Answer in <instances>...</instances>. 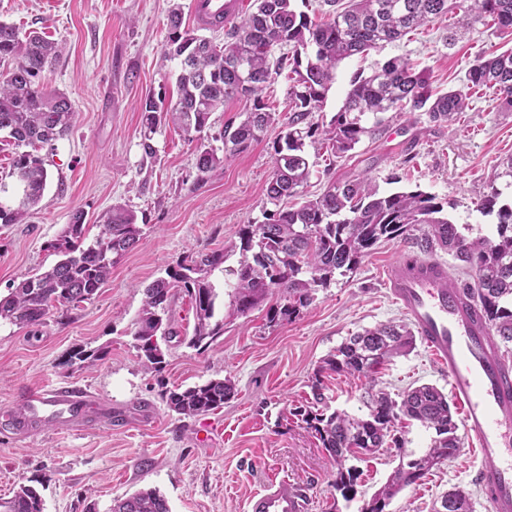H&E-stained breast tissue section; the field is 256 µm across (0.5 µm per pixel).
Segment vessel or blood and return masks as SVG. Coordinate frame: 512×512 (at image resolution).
<instances>
[{
	"mask_svg": "<svg viewBox=\"0 0 512 512\" xmlns=\"http://www.w3.org/2000/svg\"><path fill=\"white\" fill-rule=\"evenodd\" d=\"M244 0H193L203 29L224 26L242 14ZM389 296L414 326L431 359L448 374L450 391L461 408V422L482 465L476 485L490 512H512V363L503 356L482 315L465 301L445 262L401 257L384 270ZM95 395L87 388L55 386L32 392L25 427L55 420L86 425ZM302 486L273 477L247 502V512H304Z\"/></svg>",
	"mask_w": 512,
	"mask_h": 512,
	"instance_id": "b4317fda",
	"label": "vessel or blood"
}]
</instances>
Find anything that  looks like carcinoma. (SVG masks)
<instances>
[{
    "label": "carcinoma",
    "instance_id": "cac0c4a2",
    "mask_svg": "<svg viewBox=\"0 0 512 512\" xmlns=\"http://www.w3.org/2000/svg\"><path fill=\"white\" fill-rule=\"evenodd\" d=\"M469 2L465 18L489 17L512 35V0H324L328 19L317 20L299 11L294 0H254L252 10L226 32L224 42L199 35L183 26L179 4L168 13L165 55L179 60L178 96L168 105L145 98L142 114V149L151 158V144L160 116L171 113L188 140L203 139L211 114L224 104L246 99L244 119L223 134L222 152L200 144L197 168L206 173L246 150L275 120L276 109L267 96L275 78L289 69L286 132L274 145L273 169L267 198L273 208L263 220L238 231L240 260L226 282L232 312L245 316L270 297L272 322L297 317L318 288L336 274L353 272L381 240H413L423 253L439 247L461 265L459 273L473 280L466 296L486 317L491 335L505 346L512 343V205L497 209L496 234L474 239L464 235L433 194L419 189L379 193L367 179L333 181L318 197L296 207L286 201L303 196L311 175L310 155L326 149L340 158L354 150L365 135L376 132L387 112L427 114L432 122H449L462 111L467 90L497 89L502 107L512 111V48L476 57L465 75L464 88L440 92L426 72L409 59L395 56L366 75L350 81L345 103L322 125L313 120L321 111L325 93L335 78L336 65L354 55H366L393 43L411 30L448 14ZM288 52L274 55L275 48ZM58 56L57 43L43 31L22 33L14 24L0 22V132H7L18 153L8 178L0 179V224H22L41 201L48 182L39 150L68 135L75 112L68 98L40 84L39 78ZM373 118L372 126L366 125ZM85 214L76 210L70 224L48 249L62 259L43 272L20 282L10 296L0 299V320L36 326L61 308L93 299L108 281L112 268L140 242L134 214L114 206L101 216L103 231L86 243ZM224 252L191 254L166 270V277L144 289V303L134 338L145 371L161 375L166 367L158 337L170 339V319L178 291L189 297L195 326L188 345L204 350L224 335V320L216 319L218 293L210 280L223 268ZM414 331L393 322L347 337L320 365L310 385L312 401L296 408L336 461L335 487L346 499L356 494L357 469L349 459L373 455L385 447L399 457L386 484L361 512H386L390 500L404 488L421 481L432 469L454 458L461 448L455 412L448 395L422 384L396 400L370 385L368 413H327L322 374L344 373L375 380L382 365L409 352ZM233 393L228 379H211L186 388L162 387L168 408L185 418L206 415L224 406ZM418 422L435 431L430 448L421 456L408 454L396 422ZM39 491L21 485L9 499L0 500V512H43ZM112 512H170L167 500L155 489L140 490L115 500Z\"/></svg>",
    "mask_w": 512,
    "mask_h": 512
}]
</instances>
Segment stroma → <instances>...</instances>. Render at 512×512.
<instances>
[{
	"mask_svg": "<svg viewBox=\"0 0 512 512\" xmlns=\"http://www.w3.org/2000/svg\"><path fill=\"white\" fill-rule=\"evenodd\" d=\"M171 2L0 0V20L45 31L58 42L59 55L42 82L64 93L76 114L73 133L41 151L49 183L37 208L25 223L0 224V297L56 263L48 245L75 210L85 212L92 238L101 231V215L116 205L132 211L142 230L139 246L113 267L95 299L37 326L0 322V411L10 413L0 418V498L26 484L40 491L44 512H110L114 499L155 488L171 512H245L248 497L278 475L308 488V512H360L398 457L388 450L358 462L357 495L344 499L333 486L335 462L294 410L310 395L322 360L347 336L404 322L381 271L406 251L405 243H379L354 272L336 275L288 322H269L262 308L230 315L229 298L220 295L216 312L224 317V334L203 351L183 342L194 315L188 297L178 295L173 320L180 338L163 345L162 379L146 373L137 357L133 333L148 284L199 250L223 251L225 269L237 267V232L262 220L269 207L274 145L284 133L281 122H273L246 151L199 172V145L222 148L225 125L246 109L244 101H232L213 112L200 144L162 122L153 136L154 157L143 158L141 100L177 93V63L164 54ZM509 48L512 36L491 20L465 27L459 14L440 17L380 50L341 61L314 119L329 122L353 74L389 58H410L432 86L445 90L462 87L478 54ZM510 157L512 112L500 111L494 89L483 88L471 91L467 107L447 123L430 122L422 112L387 113L383 127L363 137L348 157L316 156L305 194L314 198L331 180L356 178L388 193L396 173L405 187L436 195L468 237L490 236L497 215L479 204L494 188L501 192L499 204L512 202V178L502 174ZM79 349L99 357L69 365ZM225 377L235 385L233 396L203 416L182 418L160 397L165 386ZM61 383L96 394V425L64 431L45 422L36 433H19L24 394ZM423 383L444 390L448 378L419 343L391 360L377 386L397 395ZM323 385L330 409L366 415V378L333 374ZM479 466L470 447L462 446L454 460L394 497L388 512H437L442 495L456 486L470 490L473 512H488L473 482Z\"/></svg>",
	"mask_w": 512,
	"mask_h": 512,
	"instance_id": "obj_1",
	"label": "stroma"
}]
</instances>
